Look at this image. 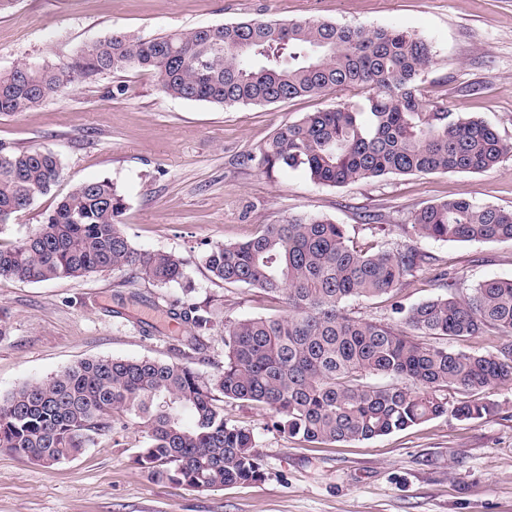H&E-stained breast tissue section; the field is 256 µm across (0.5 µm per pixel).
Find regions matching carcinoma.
Instances as JSON below:
<instances>
[{
    "label": "carcinoma",
    "mask_w": 512,
    "mask_h": 512,
    "mask_svg": "<svg viewBox=\"0 0 512 512\" xmlns=\"http://www.w3.org/2000/svg\"><path fill=\"white\" fill-rule=\"evenodd\" d=\"M433 59L424 39L395 28L307 19H249L144 39L115 32L64 68L17 66L0 73V115L25 112L76 74L149 71L161 90L214 106L269 105L347 90L336 107L281 127L248 157L267 174L302 169L313 183L341 186L386 175L481 172L512 153L485 122L423 100L418 80ZM62 163L51 151L0 141V229L49 193ZM124 196L112 180L86 182L61 197L21 243L0 245V277L22 283L94 273L136 275L164 288L186 279L176 253L137 248L125 231ZM416 237L512 242V210L466 198L428 204ZM414 246L361 250L344 225L324 216L264 224L243 242H216L202 255L214 282L280 296L287 312L224 321V362L194 367L214 327L193 289L170 302L189 336L170 361L87 358L0 397V448L54 465L111 434L124 418L142 429L139 469L192 488L218 490L264 480L254 432L224 417V400L265 406L274 427L308 443L370 440L448 414L490 418L497 405L452 403L444 390L480 394L512 382V345L496 354L420 341L512 335V278H493L456 299L457 280L436 274L442 293L405 308L404 280L430 263ZM385 296L407 330L352 317L344 304ZM390 378V383H378Z\"/></svg>",
    "instance_id": "obj_1"
}]
</instances>
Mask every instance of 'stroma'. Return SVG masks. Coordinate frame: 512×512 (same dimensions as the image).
Wrapping results in <instances>:
<instances>
[{
	"label": "stroma",
	"instance_id": "obj_1",
	"mask_svg": "<svg viewBox=\"0 0 512 512\" xmlns=\"http://www.w3.org/2000/svg\"><path fill=\"white\" fill-rule=\"evenodd\" d=\"M319 19L409 31L434 59L420 84L426 102L483 120L512 142V0H17L0 14V72L63 67L120 30L153 38L248 19ZM345 91L273 105L219 108L163 93L149 72L81 78L35 109L0 116V141L57 154L62 175L0 243L25 239L57 200L108 178L125 197L122 222L136 247L186 261L185 282L216 323L196 364L224 360V322L285 314L257 288L213 283L204 244L240 242L291 216H325L357 245L418 247L431 256L401 288L405 306L438 295L437 268L466 298L478 283L512 278V243L420 239L419 209L464 197L512 210V155L479 173L388 175L342 186L314 184L289 169L247 164L282 125L348 99ZM179 287L103 272L39 284L0 278V395L84 358L169 361L185 337L166 304ZM487 419L442 416L387 436L312 444L278 433L266 408L228 401L224 415L253 429L262 482L221 490L176 485L142 472L135 424L99 438L76 458L45 466L0 448V512H512V383L486 394Z\"/></svg>",
	"mask_w": 512,
	"mask_h": 512
}]
</instances>
